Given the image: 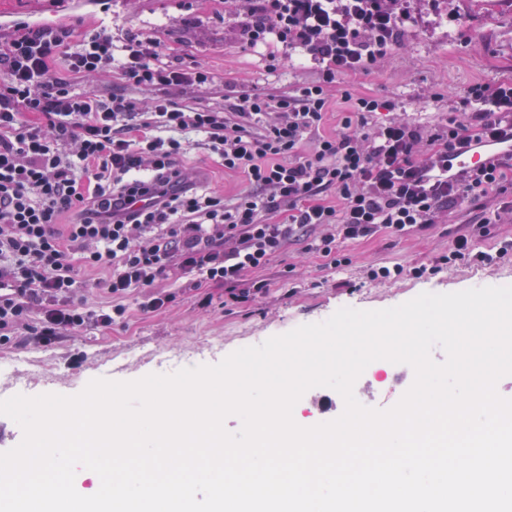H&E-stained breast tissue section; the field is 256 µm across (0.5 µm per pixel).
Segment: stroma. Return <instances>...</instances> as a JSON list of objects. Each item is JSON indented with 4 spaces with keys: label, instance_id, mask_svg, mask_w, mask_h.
Returning <instances> with one entry per match:
<instances>
[{
    "label": "stroma",
    "instance_id": "stroma-1",
    "mask_svg": "<svg viewBox=\"0 0 512 512\" xmlns=\"http://www.w3.org/2000/svg\"><path fill=\"white\" fill-rule=\"evenodd\" d=\"M247 9L246 0L233 5L225 0H0V36L11 34L20 22L67 25L74 43L96 25L111 30L118 42L127 33L139 34L159 43L181 66L212 72L213 85L191 94L202 106L223 104L228 91L250 94L276 87L289 92L317 82L320 67L314 61L274 65L269 47L243 43L240 29ZM409 10L413 22L400 45L369 71L338 78L323 132L339 129L349 109L342 98L346 92L398 101L409 121L431 128L447 112L448 96L476 82L512 78V0H503L493 13L474 8L470 0H450L443 34L427 23V0H411ZM181 164L197 172L202 187L225 198L249 188L242 174L224 170L203 148L190 149ZM499 205V199L482 198L448 211L422 232L405 237L383 232L344 242L341 251L348 262L337 269L306 252L303 242L294 241L264 270L270 284L267 293L247 304L225 305L223 288L213 286L207 308H200L192 294L181 293L166 309L146 314L131 295L124 301L123 322L109 328L90 325L48 347L25 340L0 347V365L29 359L28 370L16 383L27 395H74L94 379L133 381L189 365H214L238 349L324 322L343 307L380 310L424 292L451 293L512 282V257L489 265L460 264L421 278L372 281L366 274L374 263L434 264L458 235L468 233L480 216ZM413 380L411 367L377 360L359 377L354 392L363 405L387 409ZM343 410L344 401L336 391L316 387L297 402L293 417L310 427L336 419Z\"/></svg>",
    "mask_w": 512,
    "mask_h": 512
}]
</instances>
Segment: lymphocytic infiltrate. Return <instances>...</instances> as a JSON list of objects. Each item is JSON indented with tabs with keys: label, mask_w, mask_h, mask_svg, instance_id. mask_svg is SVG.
<instances>
[{
	"label": "lymphocytic infiltrate",
	"mask_w": 512,
	"mask_h": 512,
	"mask_svg": "<svg viewBox=\"0 0 512 512\" xmlns=\"http://www.w3.org/2000/svg\"><path fill=\"white\" fill-rule=\"evenodd\" d=\"M249 15L246 44L303 50L322 64L320 80L198 107L174 92L210 85L212 74L165 60L139 35L117 45L100 26L73 44L65 27L20 23L0 38L1 346L25 332L46 346L91 322L111 326L134 291L143 311L161 310L176 299L168 283L220 285L243 304L266 293L259 271L301 233L336 268L341 242L402 237L505 192L512 155L453 178L448 158L512 138L511 81L469 85L431 129L400 115L371 124L390 104L360 96L324 134L337 77L376 66L411 16L384 0H257ZM112 70L152 98L87 88ZM196 135L225 169L245 172L249 190L227 201L194 183L180 159ZM511 212L503 206L457 236L440 264L511 254L512 240L493 253L474 248ZM79 265L108 270L111 308L77 299Z\"/></svg>",
	"instance_id": "lymphocytic-infiltrate-1"
}]
</instances>
